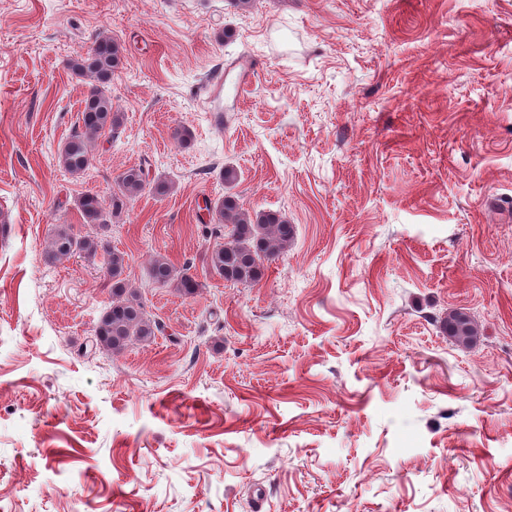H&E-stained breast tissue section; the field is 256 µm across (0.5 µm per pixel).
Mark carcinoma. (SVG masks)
<instances>
[{"label": "carcinoma", "mask_w": 512, "mask_h": 512, "mask_svg": "<svg viewBox=\"0 0 512 512\" xmlns=\"http://www.w3.org/2000/svg\"><path fill=\"white\" fill-rule=\"evenodd\" d=\"M121 45L108 36L96 38L85 54L72 58L67 67L86 81L83 107L78 124L64 142L58 154L59 164L73 175H81L93 160L92 141L95 135L106 131L115 133L123 122V115L113 110L109 92L112 76L123 65ZM150 191L155 195L168 194L163 181H150L141 167H131L116 179V189L109 201L97 193L87 191L78 200V208L85 224L102 229L119 215L135 198ZM215 224L208 228L210 235L219 239L204 255L206 265L231 284L254 285L261 281L267 263L279 258L288 249L295 235L294 226L276 211H244L238 197L232 193L206 206ZM102 248V238L80 235L72 225L59 224L53 231L48 258H69L75 255L95 256ZM106 277L110 282L112 301L101 315L95 328L94 341L102 351L119 353L137 340L148 342L164 332V325L154 318L135 289L128 287L123 277L125 255L105 250ZM148 277L159 288L173 287L185 296H193L201 283L189 273L178 269L160 257L152 261ZM443 329L456 345L470 348L479 339L477 322L465 312L455 310L448 314Z\"/></svg>", "instance_id": "obj_1"}]
</instances>
